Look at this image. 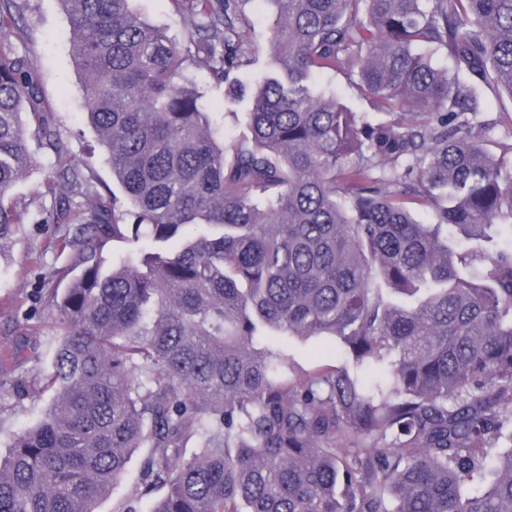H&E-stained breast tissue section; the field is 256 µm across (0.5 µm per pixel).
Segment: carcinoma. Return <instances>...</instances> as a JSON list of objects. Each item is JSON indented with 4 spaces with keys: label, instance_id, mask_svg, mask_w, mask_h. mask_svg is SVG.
Here are the masks:
<instances>
[{
    "label": "carcinoma",
    "instance_id": "1",
    "mask_svg": "<svg viewBox=\"0 0 512 512\" xmlns=\"http://www.w3.org/2000/svg\"><path fill=\"white\" fill-rule=\"evenodd\" d=\"M61 2L132 223L68 161L26 53L1 43L0 257L33 137L55 156L38 223L78 274L49 293L53 398L0 462V512H95L138 448L146 490H165L152 512H512V450L485 484L512 432V165L463 119L512 97V0H269L277 75L228 144L185 71L226 81L243 65L249 0H174L194 19L185 45L132 0ZM23 11L0 0L1 40H23ZM441 49L450 70L432 65ZM326 69L410 120L318 91ZM143 225L156 247L103 272L107 245ZM263 327L330 336L346 363L290 379L254 346Z\"/></svg>",
    "mask_w": 512,
    "mask_h": 512
}]
</instances>
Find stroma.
<instances>
[{
  "label": "stroma",
  "instance_id": "obj_1",
  "mask_svg": "<svg viewBox=\"0 0 512 512\" xmlns=\"http://www.w3.org/2000/svg\"><path fill=\"white\" fill-rule=\"evenodd\" d=\"M133 5L149 22L186 40L191 19L178 14L171 0H134ZM245 14L252 52L248 63L235 70L234 76L246 88V97H234L227 84L218 82L205 69L191 65L186 70L203 94L206 111L223 113L224 138L228 141L242 134L244 115L250 110L248 95L272 71L267 44L276 10L268 0H249ZM22 27L42 96L54 113L56 127L73 159L100 184L111 185L106 151L85 121L84 103L78 92L81 74L72 55L71 27L61 0H27ZM476 122L488 127L486 141L512 140V98L487 96ZM29 147L36 165L12 192L23 221L12 248L0 257V458L8 455L18 433L42 418L52 397L41 382L55 345V313L43 290L44 278L70 265L69 254L48 247L50 234L36 222L39 213L54 200L48 189L54 156L37 140H30ZM261 343L285 358L291 375H304L341 361L335 341L328 338L287 339L273 334L262 338ZM19 376L30 385L29 394L22 398L10 385ZM148 454V449L141 448L132 455L123 479L96 503V512H152L162 492L142 491V467Z\"/></svg>",
  "mask_w": 512,
  "mask_h": 512
}]
</instances>
